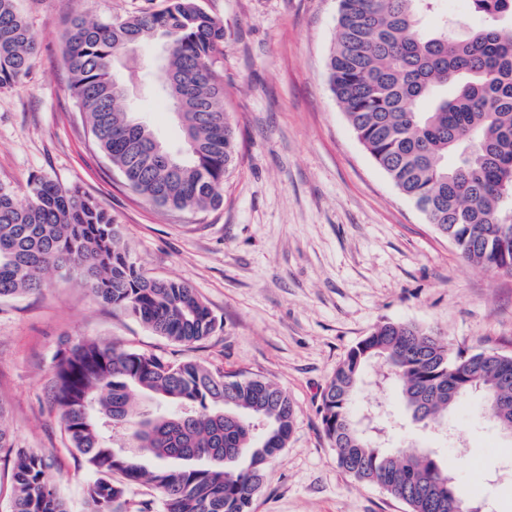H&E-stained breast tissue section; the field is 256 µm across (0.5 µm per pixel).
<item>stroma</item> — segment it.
Segmentation results:
<instances>
[{
    "instance_id": "obj_1",
    "label": "stroma",
    "mask_w": 512,
    "mask_h": 512,
    "mask_svg": "<svg viewBox=\"0 0 512 512\" xmlns=\"http://www.w3.org/2000/svg\"><path fill=\"white\" fill-rule=\"evenodd\" d=\"M167 0H18L39 43L29 75L0 88V185L25 203L33 177L78 187L118 224L149 277L195 288L216 318L186 347L153 333L90 288L52 273L39 291L0 299V407L15 448L32 450L70 512H85L91 474L50 403L57 354L93 340L193 359L272 381L296 407L253 512H406L336 462L318 407L337 364L378 324L425 326L453 348L512 353V273L464 260L403 196L358 141L328 84L337 0H198L224 24V107L237 128L223 203L172 211L133 193L100 151L68 85L64 33L77 16L121 20ZM157 138L180 149L169 105L135 98ZM388 448L448 459L491 512H512V437L473 397L447 431L412 420L393 388H372Z\"/></svg>"
}]
</instances>
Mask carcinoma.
<instances>
[{
	"label": "carcinoma",
	"mask_w": 512,
	"mask_h": 512,
	"mask_svg": "<svg viewBox=\"0 0 512 512\" xmlns=\"http://www.w3.org/2000/svg\"><path fill=\"white\" fill-rule=\"evenodd\" d=\"M486 24L458 35L445 22L423 27L438 0H339L328 60L331 92L357 139L397 189L460 254L488 271H512V0H471ZM164 41L151 89L175 105L161 72L185 79L196 105L178 112L180 172L166 174L171 151L141 135L112 86L121 51ZM224 25L196 0H168L158 12L120 21L72 20L66 39L69 91L95 143L142 198L172 210L223 201L236 154L217 71ZM38 51L16 0H0V87L24 79ZM59 272L89 287L173 342L208 338L216 320L190 286L145 277L112 216L76 187L37 177L25 205L0 186V299L44 287ZM380 361L412 415L437 427L478 394L485 412L512 435V355L467 354L416 323L384 322L337 365L319 413L338 465L355 481L383 489L407 512H475L467 490L433 455L378 446L358 426L353 405L366 367ZM155 403L145 412L141 399ZM51 401L92 479L86 512H150L133 502L135 484L155 489L165 512H251L267 464L293 432L288 393L257 377L195 361L82 340L58 355ZM0 426V453L14 454L12 512H69L42 456L12 451Z\"/></svg>",
	"instance_id": "carcinoma-1"
}]
</instances>
